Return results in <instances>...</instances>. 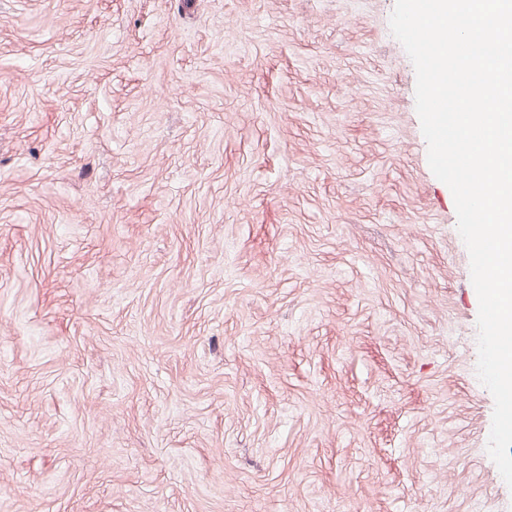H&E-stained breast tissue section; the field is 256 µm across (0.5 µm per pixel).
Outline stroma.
I'll list each match as a JSON object with an SVG mask.
<instances>
[{
  "label": "stroma",
  "instance_id": "obj_1",
  "mask_svg": "<svg viewBox=\"0 0 512 512\" xmlns=\"http://www.w3.org/2000/svg\"><path fill=\"white\" fill-rule=\"evenodd\" d=\"M395 0H0V512H512Z\"/></svg>",
  "mask_w": 512,
  "mask_h": 512
}]
</instances>
